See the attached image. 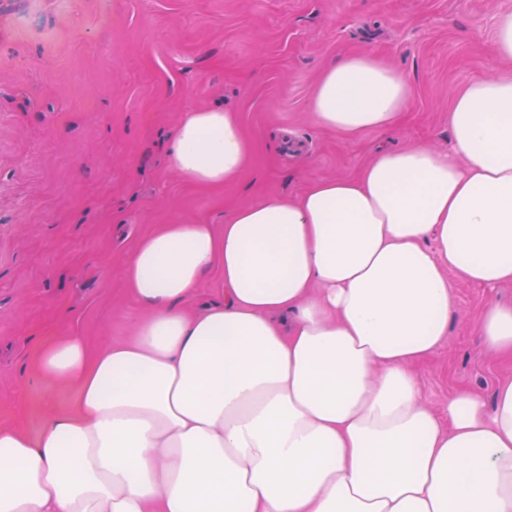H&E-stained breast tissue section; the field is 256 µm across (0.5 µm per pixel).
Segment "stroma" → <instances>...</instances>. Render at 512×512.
I'll list each match as a JSON object with an SVG mask.
<instances>
[{
	"mask_svg": "<svg viewBox=\"0 0 512 512\" xmlns=\"http://www.w3.org/2000/svg\"><path fill=\"white\" fill-rule=\"evenodd\" d=\"M512 0H0V424L38 430L73 392L35 363L73 333L91 349L132 341L144 308L124 285L138 241L164 224L223 229L235 209L352 176L377 147L448 145V107L494 55L493 17ZM367 52L404 73L400 125L349 138L308 109L320 72ZM237 113L253 144L240 179L210 187L170 165L183 113ZM458 314L418 366L425 404L459 389L492 402L512 361L475 331L494 289L452 281Z\"/></svg>",
	"mask_w": 512,
	"mask_h": 512,
	"instance_id": "obj_1",
	"label": "stroma"
}]
</instances>
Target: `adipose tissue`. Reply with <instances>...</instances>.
<instances>
[{"instance_id": "adipose-tissue-1", "label": "adipose tissue", "mask_w": 512, "mask_h": 512, "mask_svg": "<svg viewBox=\"0 0 512 512\" xmlns=\"http://www.w3.org/2000/svg\"><path fill=\"white\" fill-rule=\"evenodd\" d=\"M405 75L341 58L309 100L356 138L398 126ZM252 155L236 113H184L171 166L236 182ZM221 266L224 301L181 309ZM512 283V79L476 76L448 110V148L374 150L349 177L235 210L223 232L165 224L127 262L149 307L132 342L59 336L39 376L73 387L37 433L0 425V512H512V376L492 405L426 406L416 373L448 336L450 277ZM475 330L512 358V302Z\"/></svg>"}]
</instances>
